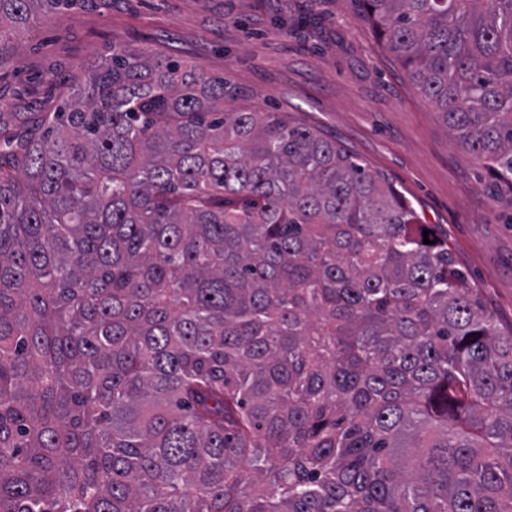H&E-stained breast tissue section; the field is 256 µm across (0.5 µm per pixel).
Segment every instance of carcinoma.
<instances>
[{"mask_svg": "<svg viewBox=\"0 0 512 512\" xmlns=\"http://www.w3.org/2000/svg\"><path fill=\"white\" fill-rule=\"evenodd\" d=\"M361 4L512 204V0ZM76 86L0 143V512H512V330L400 191L170 56Z\"/></svg>", "mask_w": 512, "mask_h": 512, "instance_id": "obj_1", "label": "carcinoma"}]
</instances>
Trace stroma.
<instances>
[{"label":"stroma","instance_id":"obj_1","mask_svg":"<svg viewBox=\"0 0 512 512\" xmlns=\"http://www.w3.org/2000/svg\"><path fill=\"white\" fill-rule=\"evenodd\" d=\"M0 52V117L25 130L101 55L140 46L224 78L228 112H280L318 129L398 189L447 241L502 329L512 328V209L359 0H82L38 12Z\"/></svg>","mask_w":512,"mask_h":512}]
</instances>
